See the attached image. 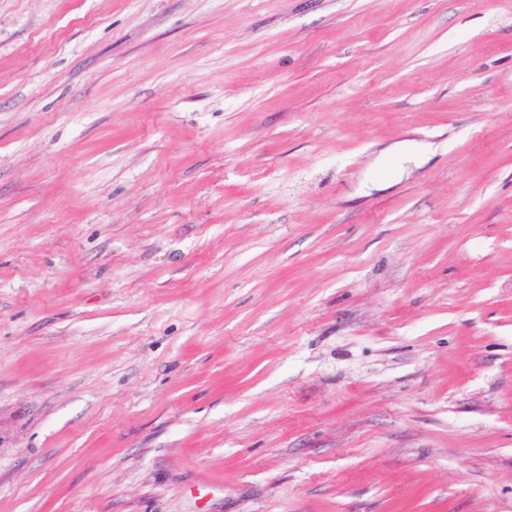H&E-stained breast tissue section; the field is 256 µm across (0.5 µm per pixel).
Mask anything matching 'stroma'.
I'll return each instance as SVG.
<instances>
[{
	"label": "stroma",
	"mask_w": 512,
	"mask_h": 512,
	"mask_svg": "<svg viewBox=\"0 0 512 512\" xmlns=\"http://www.w3.org/2000/svg\"><path fill=\"white\" fill-rule=\"evenodd\" d=\"M0 512H512V0H0Z\"/></svg>",
	"instance_id": "1"
}]
</instances>
